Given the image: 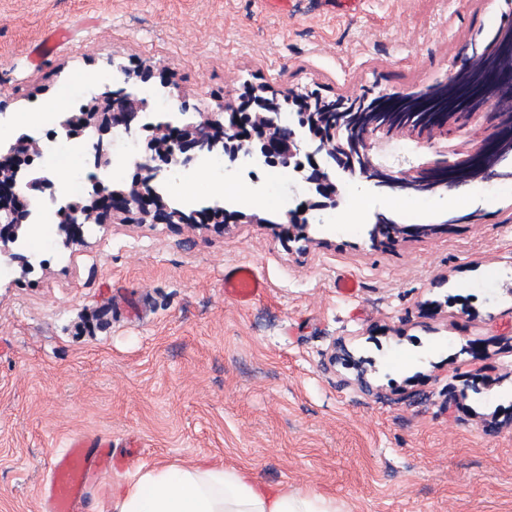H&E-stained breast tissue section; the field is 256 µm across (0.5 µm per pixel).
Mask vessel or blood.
Masks as SVG:
<instances>
[{"label":"vessel or blood","instance_id":"vessel-or-blood-1","mask_svg":"<svg viewBox=\"0 0 512 512\" xmlns=\"http://www.w3.org/2000/svg\"><path fill=\"white\" fill-rule=\"evenodd\" d=\"M224 286L240 302L260 296L265 284L254 272L240 267L226 272ZM125 455L115 453L110 441L77 437L55 457L40 496L43 512H79L86 490L95 477L125 465Z\"/></svg>","mask_w":512,"mask_h":512}]
</instances>
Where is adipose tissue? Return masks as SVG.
<instances>
[{
	"instance_id": "obj_1",
	"label": "adipose tissue",
	"mask_w": 512,
	"mask_h": 512,
	"mask_svg": "<svg viewBox=\"0 0 512 512\" xmlns=\"http://www.w3.org/2000/svg\"><path fill=\"white\" fill-rule=\"evenodd\" d=\"M112 512H339L335 499L285 484L259 481L251 471L205 460L141 472L112 492Z\"/></svg>"
}]
</instances>
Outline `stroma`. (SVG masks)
<instances>
[{
	"label": "stroma",
	"mask_w": 512,
	"mask_h": 512,
	"mask_svg": "<svg viewBox=\"0 0 512 512\" xmlns=\"http://www.w3.org/2000/svg\"><path fill=\"white\" fill-rule=\"evenodd\" d=\"M498 0H0V108L20 115L101 92L118 65L173 77L216 109L248 85L330 99L445 80ZM66 39L40 63L49 32ZM308 240L261 224H100L63 247L42 227L28 275L0 277V512H40L52 459L73 436L111 440L124 469L91 484L81 512L157 465L201 459L335 499L343 512H512V179L437 197L337 179ZM367 207L342 210L354 194ZM428 233L376 246V214ZM265 283L239 303L226 270ZM355 283L351 291L340 280ZM350 360L330 364L334 341ZM477 340L485 360L463 354ZM365 377L370 391L357 382ZM502 420L495 433L485 418Z\"/></svg>",
	"instance_id": "stroma-1"
}]
</instances>
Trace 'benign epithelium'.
Segmentation results:
<instances>
[{
  "label": "benign epithelium",
  "instance_id": "benign-epithelium-1",
  "mask_svg": "<svg viewBox=\"0 0 512 512\" xmlns=\"http://www.w3.org/2000/svg\"><path fill=\"white\" fill-rule=\"evenodd\" d=\"M493 43H474L472 57L447 82L472 73L479 56L494 58L512 47V0ZM303 101L318 104L317 112H298L293 123L281 122L277 94L267 86L249 90L236 103H225L217 112L196 111V119L183 126L144 122L150 103L121 92L94 94L78 112L64 117L61 127L69 137L90 134L87 165L94 173L111 163L113 141L123 132L142 143L144 163H135L131 182L114 187L93 177L88 198L62 208L60 225L68 247L83 240L87 224H266L256 214L227 210L174 208L153 184L178 166H188L223 152L229 171L239 159L261 158L274 166L293 167L303 174L308 199L285 214L279 224L289 240H306L309 220L330 207L337 192L328 169L358 176L383 191L406 195H432L440 190L498 178L500 160L512 154V66H484L476 85H463L448 99H437L434 88L401 94L364 93L354 104L336 102L308 90ZM408 136L435 151L436 159L408 169L376 162L375 154L387 141ZM41 154L39 142L27 135L0 154V255L22 272L32 267V256L14 249L25 226L32 202L43 200L54 186L51 177L28 174ZM428 231L426 225L408 227L383 213L368 229L378 242L400 235Z\"/></svg>",
  "mask_w": 512,
  "mask_h": 512
}]
</instances>
